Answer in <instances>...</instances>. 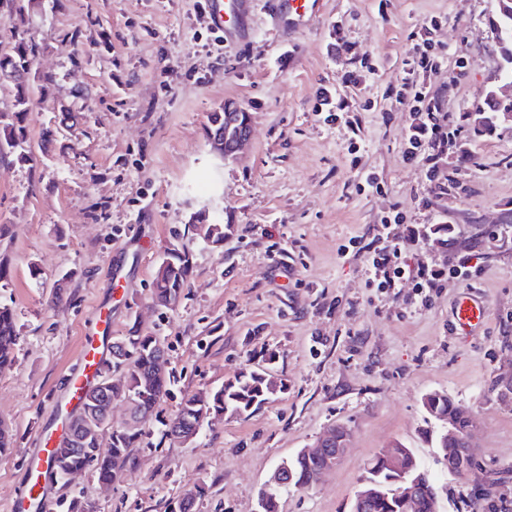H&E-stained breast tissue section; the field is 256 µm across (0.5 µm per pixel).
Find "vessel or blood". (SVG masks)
Returning a JSON list of instances; mask_svg holds the SVG:
<instances>
[{"label": "vessel or blood", "instance_id": "vessel-or-blood-1", "mask_svg": "<svg viewBox=\"0 0 512 512\" xmlns=\"http://www.w3.org/2000/svg\"><path fill=\"white\" fill-rule=\"evenodd\" d=\"M319 0H267L268 14L276 28H301L312 20ZM256 0H205V14L210 26L234 41L251 39L253 29L247 20L255 10ZM486 306L473 293L460 294L454 304L453 326L460 335L469 336L482 325ZM112 334V315L103 311L98 315L97 331L81 350L82 371L72 379L63 407L54 428L48 432L41 448L29 456L28 479L24 492L12 498L10 512H48V484L50 460L69 434L68 414L76 411L83 392L98 379L107 356Z\"/></svg>", "mask_w": 512, "mask_h": 512}]
</instances>
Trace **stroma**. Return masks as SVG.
I'll return each instance as SVG.
<instances>
[{"label": "stroma", "instance_id": "1", "mask_svg": "<svg viewBox=\"0 0 512 512\" xmlns=\"http://www.w3.org/2000/svg\"><path fill=\"white\" fill-rule=\"evenodd\" d=\"M323 2L288 40L261 2L253 39L235 44L218 43L197 0H44L22 24L0 17V51L27 30L37 71L52 78L28 122L34 161L0 160V303L20 329L16 361L0 370V421L15 439L0 455V512L23 490L26 456L105 303L113 338L134 328L164 343L175 382L142 424L131 466L108 485L89 470L73 488L52 483L50 512L74 496L94 512H168L201 486L194 512H258L282 461L337 426L351 431L344 457L315 485L282 492L279 512H349L370 459L396 441L428 473L440 512H470L478 492L485 512H512V122L490 133L477 123L499 63L492 4ZM428 24L448 52L428 88L460 130L440 162L443 194L402 157L414 119L397 97L403 62ZM352 71L359 79L346 83ZM326 97L359 117V168ZM227 102L249 112L251 137L225 158L207 128ZM360 168L381 191H356ZM394 208L449 228L407 248L409 265H463L468 279L367 287L360 240ZM205 216L225 224L223 246L196 234ZM175 231L194 271L179 306L158 309L153 273ZM467 288L488 315L476 335L456 336L452 308ZM59 289L66 304L49 308ZM267 358L284 390L260 410L203 425L188 444L164 436L184 396ZM434 391L473 418L468 483L435 446L440 423L422 406Z\"/></svg>", "mask_w": 512, "mask_h": 512}]
</instances>
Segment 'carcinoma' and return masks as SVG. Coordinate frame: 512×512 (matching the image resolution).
Returning <instances> with one entry per match:
<instances>
[{"label":"carcinoma","mask_w":512,"mask_h":512,"mask_svg":"<svg viewBox=\"0 0 512 512\" xmlns=\"http://www.w3.org/2000/svg\"><path fill=\"white\" fill-rule=\"evenodd\" d=\"M40 0H0L8 8L7 16L23 20L29 10ZM39 53L38 44L27 36L26 31L19 32L15 44L8 50L0 51V73L8 70L28 72L26 82L13 83L9 89L6 108L0 109V157H11L19 163L33 160V153L27 144L26 124L31 112L45 96L51 77L33 71ZM489 87L484 103L479 108V124L486 130H493L501 112H512V98L497 99ZM202 239L209 246L224 243V225L208 224L202 229ZM191 255L173 237L165 247L154 272L153 300L164 302L172 296L182 295L193 273ZM19 340V330L12 308L0 304V369L11 365L15 359ZM159 339L152 335L132 332L112 343L113 369L118 372L112 394H123L133 402V418L145 422L152 416L154 408L167 395L170 378L166 367L160 364L165 353L158 347ZM283 390L275 377L262 365L253 368H241L216 390H202L186 396L180 403L177 414L168 424V435L186 442L198 434L205 422L220 420L224 416L248 417L260 409L273 396ZM106 393L99 385L85 391L82 408L73 418L70 429L78 430L83 417L98 412ZM139 429L135 427L114 430L111 434L112 448L101 455L97 449V440L92 435L77 436V440L68 441L56 449L53 456L55 474L59 479L72 470L90 468L100 479L124 469L129 463L130 448L137 441ZM436 448L446 461L448 471L462 483L470 480L472 471L458 465V456L448 454V442L437 437ZM292 472L291 482L276 486L266 498L261 512H278V491L290 486L307 488L316 484L325 466L324 459L297 453L287 460ZM367 481L383 485L384 493L372 500L367 512H402L399 496L395 494L394 474L380 464L375 456L369 463ZM411 512H432L430 489H417L413 494Z\"/></svg>","instance_id":"1"}]
</instances>
